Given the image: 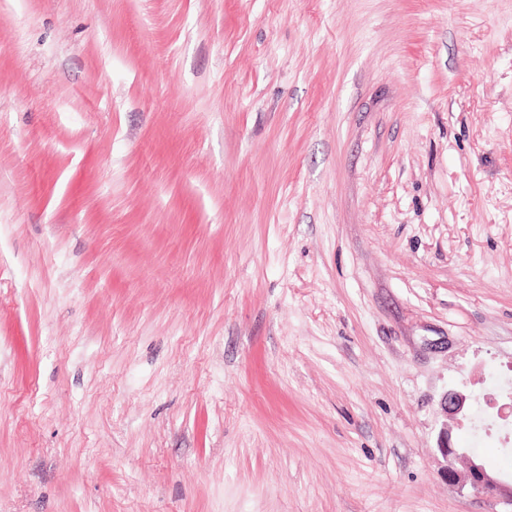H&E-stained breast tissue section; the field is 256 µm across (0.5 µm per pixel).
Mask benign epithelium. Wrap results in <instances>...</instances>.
<instances>
[{
  "mask_svg": "<svg viewBox=\"0 0 512 512\" xmlns=\"http://www.w3.org/2000/svg\"><path fill=\"white\" fill-rule=\"evenodd\" d=\"M468 396L459 390L447 391L441 401V409L453 425L463 426L469 419ZM441 455L449 461L443 475L450 484L469 487L473 492L487 497L498 498L512 505V481L502 479L496 472L488 469L476 456L465 448H457L451 442V430L443 427L441 431ZM460 459L464 468L458 469L452 461Z\"/></svg>",
  "mask_w": 512,
  "mask_h": 512,
  "instance_id": "7a95c632",
  "label": "benign epithelium"
}]
</instances>
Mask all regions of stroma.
<instances>
[{
	"instance_id": "obj_1",
	"label": "stroma",
	"mask_w": 512,
	"mask_h": 512,
	"mask_svg": "<svg viewBox=\"0 0 512 512\" xmlns=\"http://www.w3.org/2000/svg\"><path fill=\"white\" fill-rule=\"evenodd\" d=\"M512 0H0V512H512ZM468 399V396L462 391L449 390L440 401L441 409L447 417V422L440 433L441 446L438 448L447 461L443 475L449 484L468 486L477 494L498 498L512 505V479L510 482L505 481L495 471L488 469L467 449L456 448L451 442L448 419L453 425L462 427L464 422L469 419ZM456 459H461L464 462L463 469L454 466L453 461Z\"/></svg>"
}]
</instances>
